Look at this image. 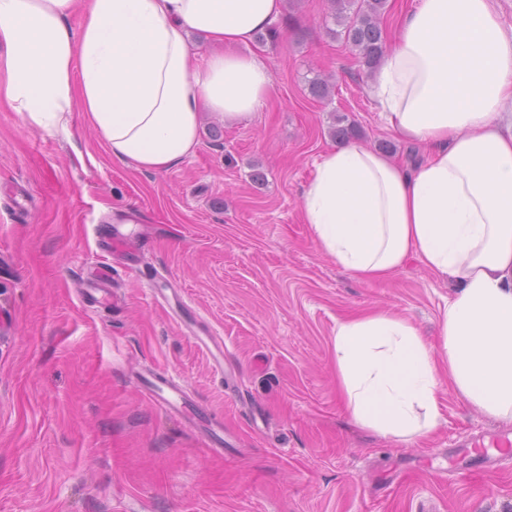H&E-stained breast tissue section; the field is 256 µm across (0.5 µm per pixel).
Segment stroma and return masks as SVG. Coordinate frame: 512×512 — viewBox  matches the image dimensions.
Segmentation results:
<instances>
[{
	"instance_id": "1",
	"label": "stroma",
	"mask_w": 512,
	"mask_h": 512,
	"mask_svg": "<svg viewBox=\"0 0 512 512\" xmlns=\"http://www.w3.org/2000/svg\"><path fill=\"white\" fill-rule=\"evenodd\" d=\"M275 25L251 43L274 73L264 107L204 116L166 172L114 162L87 125L51 136L0 107V512H512V454L486 463L477 446L512 425L447 393L437 430L410 444L338 400L337 319L391 308L433 342L452 288L415 259L364 282L314 242L301 195L339 122L406 167L425 150L386 128L329 0H286ZM317 74L327 98L309 91ZM114 227L135 254L99 248ZM103 263L98 307L86 275ZM156 371L189 414L149 398Z\"/></svg>"
}]
</instances>
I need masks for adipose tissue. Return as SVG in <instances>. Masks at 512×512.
<instances>
[{
	"label": "adipose tissue",
	"mask_w": 512,
	"mask_h": 512,
	"mask_svg": "<svg viewBox=\"0 0 512 512\" xmlns=\"http://www.w3.org/2000/svg\"><path fill=\"white\" fill-rule=\"evenodd\" d=\"M283 3L0 0V105L50 134L87 124L113 161L168 171L193 154L204 114L241 123L272 95L273 71L249 46ZM78 9L75 31L65 19ZM368 93L427 159L408 170L356 143L331 149L302 219L357 279L413 257L454 291L434 344L394 310L338 319L339 394L358 425L404 441L437 427L445 389L512 424V28L496 0H417Z\"/></svg>",
	"instance_id": "adipose-tissue-1"
}]
</instances>
